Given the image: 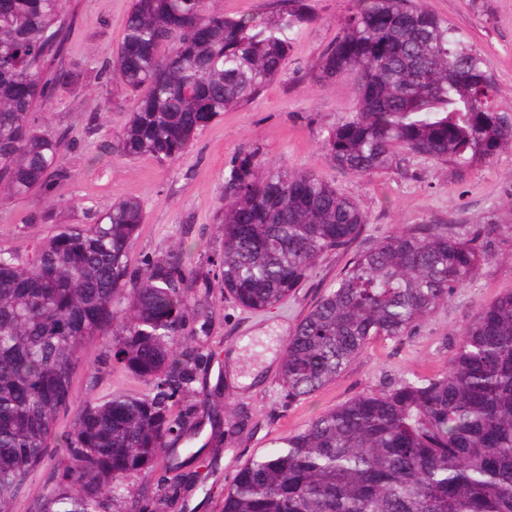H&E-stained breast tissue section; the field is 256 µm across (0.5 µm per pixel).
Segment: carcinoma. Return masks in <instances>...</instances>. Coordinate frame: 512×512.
<instances>
[{
    "instance_id": "cac0c4a2",
    "label": "carcinoma",
    "mask_w": 512,
    "mask_h": 512,
    "mask_svg": "<svg viewBox=\"0 0 512 512\" xmlns=\"http://www.w3.org/2000/svg\"><path fill=\"white\" fill-rule=\"evenodd\" d=\"M313 66L319 82L352 72L356 107L322 145L365 176L398 153L467 166L512 142L483 53L423 0H355ZM315 21L310 0H271L264 16H230L210 0H132L117 70L137 107L117 140L131 158L178 159L225 111L279 77ZM64 0H0V186L48 194L69 177L61 135L33 112L81 69L53 65L64 50ZM224 246L206 259L223 296L262 311L294 293L326 253L367 223L359 204L311 171L238 152L224 179ZM143 204L121 198L90 222L58 225L21 259L0 249V506L48 454L57 413L71 403L94 337L145 389L89 398L65 436L67 487L42 512H106L117 482L149 477L179 436L172 414L193 382L186 333L193 268L180 252L130 268ZM475 240L390 234L357 253L288 337L280 386L305 398L374 338L405 336L472 280ZM224 512H512V292L484 305L458 336L446 369L359 393L281 437L224 488Z\"/></svg>"
}]
</instances>
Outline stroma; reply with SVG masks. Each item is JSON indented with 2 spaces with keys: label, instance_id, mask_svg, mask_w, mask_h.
Instances as JSON below:
<instances>
[{
  "label": "stroma",
  "instance_id": "1",
  "mask_svg": "<svg viewBox=\"0 0 512 512\" xmlns=\"http://www.w3.org/2000/svg\"><path fill=\"white\" fill-rule=\"evenodd\" d=\"M468 43L486 56L499 86L497 105L512 113V0H425ZM315 22L298 39L281 77L242 108L201 130L175 161L129 158L114 145L135 97L119 77L104 81L86 73L60 87L54 102L37 104L43 130L71 143L62 162L71 172L51 193L0 194V248L28 253L53 224L86 223L87 208L107 210L125 197L139 198L146 214L131 251L132 267L173 250L198 264L222 248L220 209L224 178L237 152L263 147L273 166L315 172L367 215L358 238L326 253L311 277L281 303L260 312L221 300V284L194 289L202 306L187 329L200 353L191 391L175 406L185 419L181 436L167 448L149 478H131L121 498L140 512H223L224 485L248 459L273 448L310 419L352 396L413 373H441L457 336L477 311L512 291V146L492 162L461 168L424 156L400 155L392 168L359 176L336 166L322 151L328 131L349 117L355 79L345 73L314 82L311 64L331 44L352 0H312ZM130 0H65V67L111 63L123 36ZM52 209V224L36 216ZM421 224L461 239L480 235L486 257L473 282L458 289L406 336L373 339L336 378L312 395L290 402L279 385L289 336L311 307L336 283L355 254L391 233ZM97 337L82 351L83 370L72 388L74 402L109 391L139 390ZM62 449L30 474L11 512H41L64 482Z\"/></svg>",
  "mask_w": 512,
  "mask_h": 512
}]
</instances>
